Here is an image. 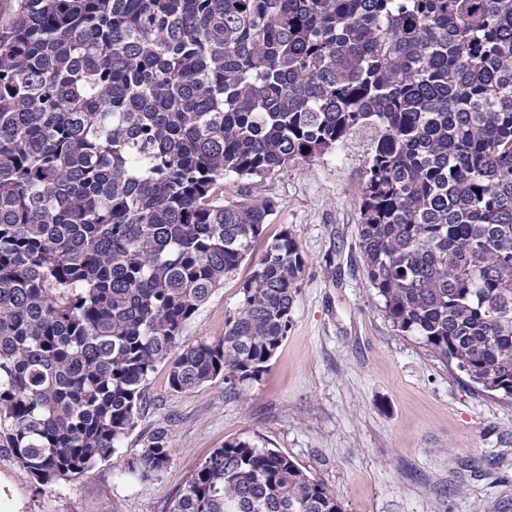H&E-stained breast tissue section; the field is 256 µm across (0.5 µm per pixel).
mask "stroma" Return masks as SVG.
I'll return each mask as SVG.
<instances>
[{
  "label": "stroma",
  "instance_id": "stroma-1",
  "mask_svg": "<svg viewBox=\"0 0 512 512\" xmlns=\"http://www.w3.org/2000/svg\"><path fill=\"white\" fill-rule=\"evenodd\" d=\"M372 135L261 181L224 180L225 200L270 199L275 212L180 343L222 341L267 242L287 230L306 266L268 370L240 390L218 379L176 393L159 363L135 428L72 480L38 486L0 450L10 512H166L204 459L239 439L288 454L335 491L343 512H512V398L482 393L397 332L367 281L357 227ZM159 430L170 462L143 483L129 463Z\"/></svg>",
  "mask_w": 512,
  "mask_h": 512
}]
</instances>
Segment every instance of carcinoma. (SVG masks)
Here are the masks:
<instances>
[{
	"label": "carcinoma",
	"instance_id": "carcinoma-1",
	"mask_svg": "<svg viewBox=\"0 0 512 512\" xmlns=\"http://www.w3.org/2000/svg\"><path fill=\"white\" fill-rule=\"evenodd\" d=\"M376 138L358 224L396 331L512 397V0H12L0 18V448L37 484L107 459L147 376L264 374L305 268L269 242L217 345L184 326L274 212L224 200ZM170 461L157 432L129 464ZM169 512H342L278 449H215Z\"/></svg>",
	"mask_w": 512,
	"mask_h": 512
}]
</instances>
